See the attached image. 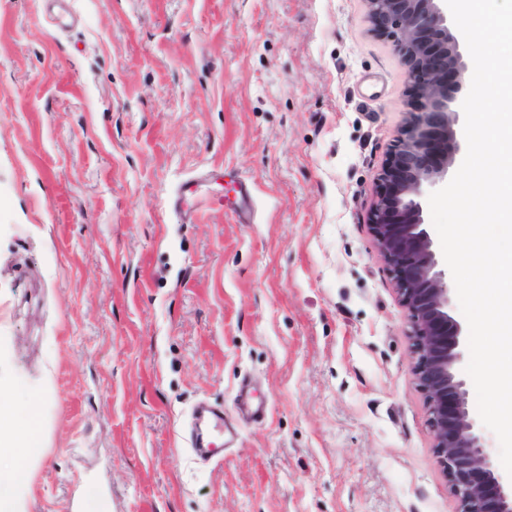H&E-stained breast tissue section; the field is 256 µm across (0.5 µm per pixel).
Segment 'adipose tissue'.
<instances>
[{"label": "adipose tissue", "mask_w": 512, "mask_h": 512, "mask_svg": "<svg viewBox=\"0 0 512 512\" xmlns=\"http://www.w3.org/2000/svg\"><path fill=\"white\" fill-rule=\"evenodd\" d=\"M44 400L37 395L22 412L0 388V512H26L27 476L37 462L31 441Z\"/></svg>", "instance_id": "adipose-tissue-1"}]
</instances>
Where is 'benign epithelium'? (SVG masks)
Masks as SVG:
<instances>
[{"instance_id":"7a95c632","label":"benign epithelium","mask_w":512,"mask_h":512,"mask_svg":"<svg viewBox=\"0 0 512 512\" xmlns=\"http://www.w3.org/2000/svg\"><path fill=\"white\" fill-rule=\"evenodd\" d=\"M375 31L408 66L412 120L379 175L367 224L409 314L414 369L427 402L437 462L458 512H512V478L495 468L470 412L462 325L452 316L448 273L423 218L424 190L460 152L454 130L470 84L468 64L448 25L445 0H368Z\"/></svg>"}]
</instances>
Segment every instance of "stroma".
I'll return each mask as SVG.
<instances>
[{
  "label": "stroma",
  "mask_w": 512,
  "mask_h": 512,
  "mask_svg": "<svg viewBox=\"0 0 512 512\" xmlns=\"http://www.w3.org/2000/svg\"><path fill=\"white\" fill-rule=\"evenodd\" d=\"M410 115L367 0H0V384H53L29 512H458L367 222ZM220 169L253 209L216 179L180 221ZM184 441L199 462L224 460V406L198 402L192 409Z\"/></svg>",
  "instance_id": "obj_1"
}]
</instances>
